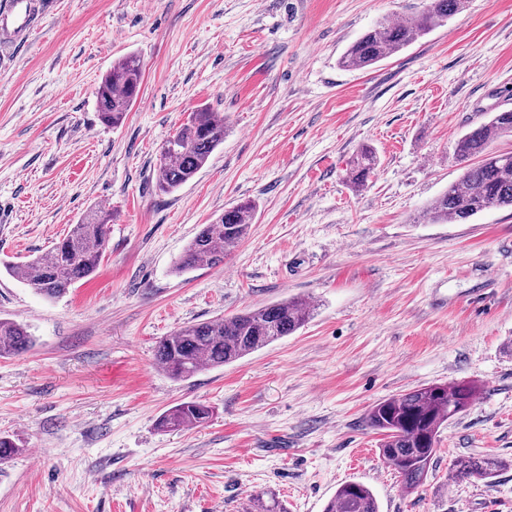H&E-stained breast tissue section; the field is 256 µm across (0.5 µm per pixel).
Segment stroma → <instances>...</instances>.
Segmentation results:
<instances>
[{
    "label": "stroma",
    "mask_w": 512,
    "mask_h": 512,
    "mask_svg": "<svg viewBox=\"0 0 512 512\" xmlns=\"http://www.w3.org/2000/svg\"><path fill=\"white\" fill-rule=\"evenodd\" d=\"M428 2L52 0L0 73V316L34 338L0 357V434L20 448L0 463V512H245L263 492L323 512L349 481L379 512H512V209L420 219L463 172L458 138L512 109V0H467L372 68L338 64ZM129 53L141 91L112 127L95 91ZM203 105L224 142L161 193V148ZM365 145L378 165L356 191ZM245 200L250 232L223 266L174 273L201 226ZM99 209L105 256L64 296L4 270ZM292 296L315 307L294 334L187 380L158 367L179 326ZM464 379L476 400L406 489L367 410ZM191 400L206 424L158 428ZM480 455L504 461L494 479L453 477Z\"/></svg>",
    "instance_id": "stroma-1"
}]
</instances>
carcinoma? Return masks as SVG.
<instances>
[{
	"mask_svg": "<svg viewBox=\"0 0 512 512\" xmlns=\"http://www.w3.org/2000/svg\"><path fill=\"white\" fill-rule=\"evenodd\" d=\"M465 0H429L427 8L403 21L383 20L364 32L339 58L349 70L370 68L411 45L458 13ZM142 82L139 58L128 54L112 63L96 91L101 121L115 126L137 100ZM512 133V109L492 113L489 121L467 131L456 143L464 163L458 181L448 186L423 212L430 224H461L491 209H512V153L492 148L499 137ZM224 143V120L209 108L191 113L162 146L157 189L170 193L190 181ZM375 150L365 146L353 161L351 183L365 186L377 165ZM255 205L245 200L224 210L214 224H205L185 246L175 270L200 264L217 267L249 234ZM107 213L91 214L73 225L68 235L47 252L21 266L22 280L36 293L56 299L77 281L92 275L107 248ZM314 305L301 297L272 302L244 313L201 323L185 324L161 338L156 360L176 380L240 360L299 330ZM33 344L27 326L0 318V357L19 355ZM477 396L468 381L417 387L383 399L366 414L367 425L382 432V458L397 470L408 489L426 478L437 451L440 428L465 412ZM211 410L194 401L183 402L159 419L165 431L199 427ZM503 467L497 457H469L454 463V476L492 479ZM323 512H379L372 490L361 482L341 485Z\"/></svg>",
	"mask_w": 512,
	"mask_h": 512,
	"instance_id": "cac0c4a2",
	"label": "carcinoma"
}]
</instances>
